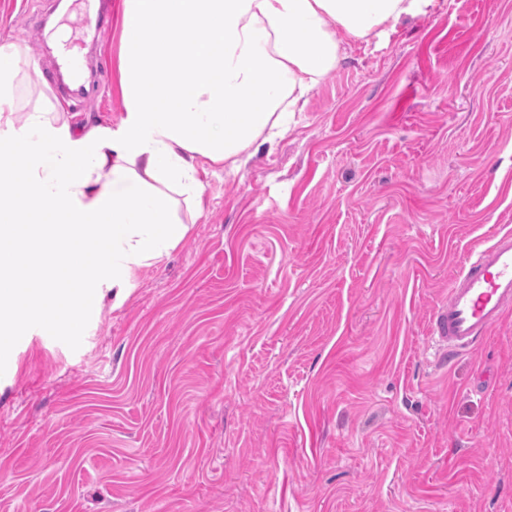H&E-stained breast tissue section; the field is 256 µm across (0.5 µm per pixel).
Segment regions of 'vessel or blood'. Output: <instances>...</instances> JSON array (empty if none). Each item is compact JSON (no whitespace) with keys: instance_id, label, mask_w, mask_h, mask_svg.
Segmentation results:
<instances>
[{"instance_id":"vessel-or-blood-1","label":"vessel or blood","mask_w":512,"mask_h":512,"mask_svg":"<svg viewBox=\"0 0 512 512\" xmlns=\"http://www.w3.org/2000/svg\"><path fill=\"white\" fill-rule=\"evenodd\" d=\"M84 25L92 37L112 23L99 0H84ZM84 65L66 56L44 74L53 89H60L62 77L73 86L83 84ZM512 311V230L496 232L486 245L471 251L449 281L448 299L436 307L431 335L438 350L457 354L478 345L493 326Z\"/></svg>"}]
</instances>
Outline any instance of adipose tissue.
<instances>
[{"instance_id":"obj_1","label":"adipose tissue","mask_w":512,"mask_h":512,"mask_svg":"<svg viewBox=\"0 0 512 512\" xmlns=\"http://www.w3.org/2000/svg\"><path fill=\"white\" fill-rule=\"evenodd\" d=\"M436 0H122L116 128L74 132L60 102L14 122L28 61L0 45V369L12 337L86 325L99 300L127 297L202 213L201 171L236 170L273 145L335 68L343 45L378 41ZM96 253L95 268L76 256ZM78 287H68V280Z\"/></svg>"}]
</instances>
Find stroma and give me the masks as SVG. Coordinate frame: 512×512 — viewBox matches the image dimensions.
<instances>
[{"mask_svg": "<svg viewBox=\"0 0 512 512\" xmlns=\"http://www.w3.org/2000/svg\"><path fill=\"white\" fill-rule=\"evenodd\" d=\"M47 0H0V44ZM74 129L117 126L120 28ZM170 255L0 374V512H512V312L443 362L434 308L512 229V0L345 46L272 152L208 169Z\"/></svg>", "mask_w": 512, "mask_h": 512, "instance_id": "obj_1", "label": "stroma"}]
</instances>
